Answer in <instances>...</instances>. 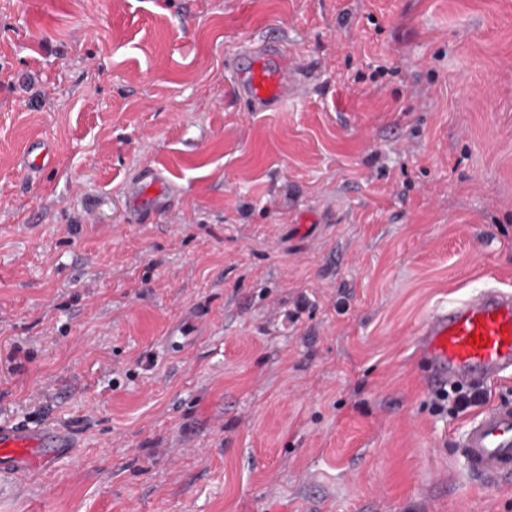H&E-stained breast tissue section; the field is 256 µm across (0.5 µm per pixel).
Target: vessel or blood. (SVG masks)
Listing matches in <instances>:
<instances>
[{
  "label": "vessel or blood",
  "instance_id": "1",
  "mask_svg": "<svg viewBox=\"0 0 512 512\" xmlns=\"http://www.w3.org/2000/svg\"><path fill=\"white\" fill-rule=\"evenodd\" d=\"M248 64L235 73V92L247 111L276 110L299 91L300 59L287 43L269 39L243 50ZM55 159L47 144L25 152L26 171L36 173ZM134 221L172 210V184L162 169L150 172L131 190ZM486 335L484 345H471V334ZM421 350L431 366V382L487 383L512 372V291L489 287L439 309L420 330ZM74 446L51 427L35 430L0 427V460L12 470L42 468ZM469 475L493 482L512 474V401L484 407L459 444Z\"/></svg>",
  "mask_w": 512,
  "mask_h": 512
}]
</instances>
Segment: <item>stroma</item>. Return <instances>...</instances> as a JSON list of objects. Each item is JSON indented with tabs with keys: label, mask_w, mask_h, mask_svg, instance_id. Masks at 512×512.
Wrapping results in <instances>:
<instances>
[{
	"label": "stroma",
	"mask_w": 512,
	"mask_h": 512,
	"mask_svg": "<svg viewBox=\"0 0 512 512\" xmlns=\"http://www.w3.org/2000/svg\"><path fill=\"white\" fill-rule=\"evenodd\" d=\"M268 38L309 75L248 112ZM162 167L177 214L131 223ZM485 287L512 0H0V423L77 445L0 512H512L417 336ZM54 159L53 149L49 145L42 143L38 147L25 152L23 165L26 171L36 173L51 165Z\"/></svg>",
	"instance_id": "stroma-1"
}]
</instances>
